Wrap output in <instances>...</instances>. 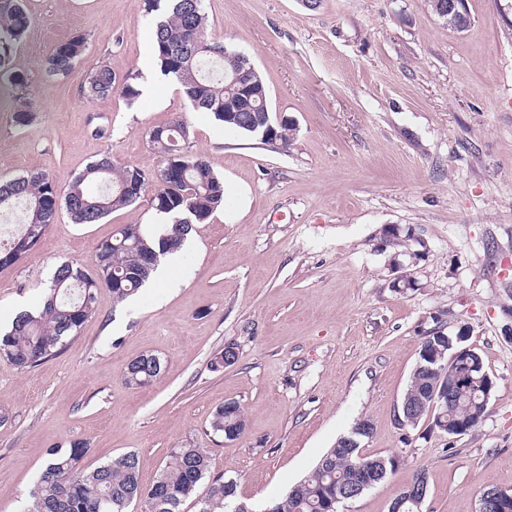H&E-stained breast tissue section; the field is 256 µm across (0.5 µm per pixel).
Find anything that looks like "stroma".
I'll return each instance as SVG.
<instances>
[{"label":"stroma","mask_w":512,"mask_h":512,"mask_svg":"<svg viewBox=\"0 0 512 512\" xmlns=\"http://www.w3.org/2000/svg\"><path fill=\"white\" fill-rule=\"evenodd\" d=\"M467 2L460 31L425 0H205L209 38L246 55L270 115L294 123L284 147L217 125L176 82L145 75L144 0H27L32 23L8 70L30 77L36 112L14 126L0 71V177L39 171L63 188L104 153L151 173L149 130L183 119L226 199L178 260H160L164 282L122 303L101 291L79 335L38 367L0 358V512H27L48 449L75 441L88 468L136 452L146 487L173 449H206L212 475L235 478L240 500L263 512L363 419V454L400 463L346 512H389L420 468L423 512H477L483 490L512 492V0ZM74 35L87 39L83 58L48 76L47 56ZM103 64L116 85L150 78L155 93L87 102ZM165 221L145 197L97 224L60 214L34 252L0 269V326L39 306L61 263L92 270L119 227ZM390 224L424 241L419 259L386 245ZM401 272L413 289L394 288ZM441 311L449 332L466 327L495 382L483 425L454 439L399 418ZM230 344L236 361L211 371ZM144 354L162 372L127 387ZM227 401L246 417L229 446L211 429Z\"/></svg>","instance_id":"obj_1"}]
</instances>
